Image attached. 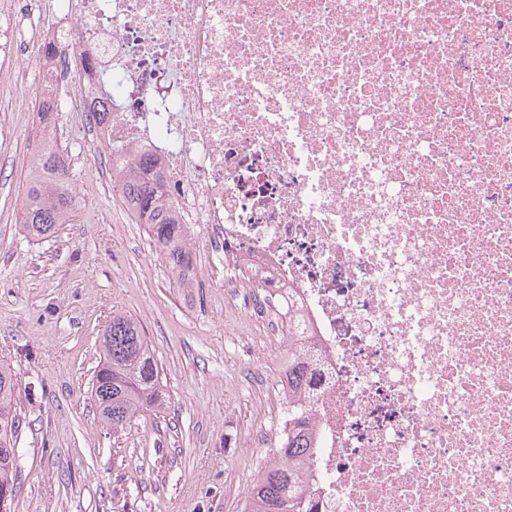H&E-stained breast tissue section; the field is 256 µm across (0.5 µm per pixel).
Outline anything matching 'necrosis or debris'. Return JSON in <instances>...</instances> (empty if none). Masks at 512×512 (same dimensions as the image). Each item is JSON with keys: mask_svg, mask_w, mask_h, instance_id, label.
<instances>
[{"mask_svg": "<svg viewBox=\"0 0 512 512\" xmlns=\"http://www.w3.org/2000/svg\"><path fill=\"white\" fill-rule=\"evenodd\" d=\"M33 54L225 305L275 336L293 294L320 512H512V0H0L1 88Z\"/></svg>", "mask_w": 512, "mask_h": 512, "instance_id": "1", "label": "necrosis or debris"}]
</instances>
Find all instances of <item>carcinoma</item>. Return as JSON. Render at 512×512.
<instances>
[{
	"mask_svg": "<svg viewBox=\"0 0 512 512\" xmlns=\"http://www.w3.org/2000/svg\"><path fill=\"white\" fill-rule=\"evenodd\" d=\"M116 186L135 223L147 229L150 240L164 248L166 267L179 288H194L193 257L186 245L187 230L165 210V184L151 173L150 164L118 173ZM78 201L66 169L65 149L57 124L43 130L27 173L22 204L24 237H57L76 210ZM302 318L288 310V438L272 449L247 493V512H317V476L312 457L318 446L314 422V387L319 370L309 357V337L294 332ZM102 354L92 379L91 398L100 420L112 432L127 428L144 412L161 414L167 406L158 360L140 322L115 313L105 326ZM18 380L9 364L0 362V493L14 499L20 484L19 441L22 413L17 411Z\"/></svg>",
	"mask_w": 512,
	"mask_h": 512,
	"instance_id": "carcinoma-1",
	"label": "carcinoma"
}]
</instances>
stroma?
Wrapping results in <instances>:
<instances>
[{
    "label": "stroma",
    "mask_w": 512,
    "mask_h": 512,
    "mask_svg": "<svg viewBox=\"0 0 512 512\" xmlns=\"http://www.w3.org/2000/svg\"><path fill=\"white\" fill-rule=\"evenodd\" d=\"M37 58L16 78L28 105L0 111V361L13 365L26 416L22 484L11 512H243L277 441V354L286 336L256 335L224 307V266L196 287L172 286L142 225L114 207L108 174L74 124L70 82L60 141L75 166L77 209L50 241L19 230L27 163L37 134ZM140 321L169 397L121 434L91 400L102 331L113 313Z\"/></svg>",
    "instance_id": "1"
}]
</instances>
